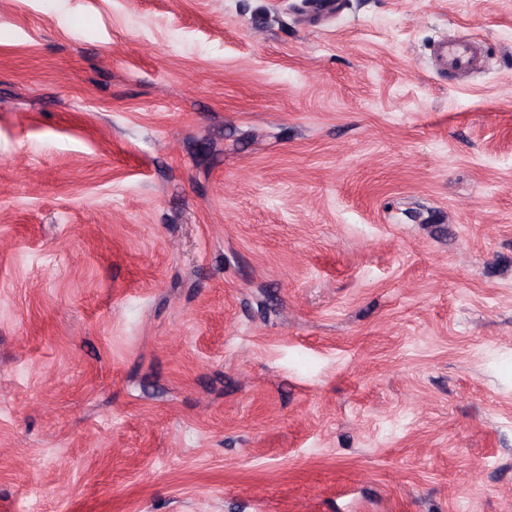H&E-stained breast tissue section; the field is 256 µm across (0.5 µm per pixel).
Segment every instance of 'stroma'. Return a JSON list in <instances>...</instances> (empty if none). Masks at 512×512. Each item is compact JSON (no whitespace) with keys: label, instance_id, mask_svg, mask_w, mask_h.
<instances>
[{"label":"stroma","instance_id":"35a3bbf8","mask_svg":"<svg viewBox=\"0 0 512 512\" xmlns=\"http://www.w3.org/2000/svg\"><path fill=\"white\" fill-rule=\"evenodd\" d=\"M334 3L0 0V512H512V0ZM434 58L438 70L444 73L473 74L483 64V54L477 46L457 39L438 43Z\"/></svg>","mask_w":512,"mask_h":512}]
</instances>
